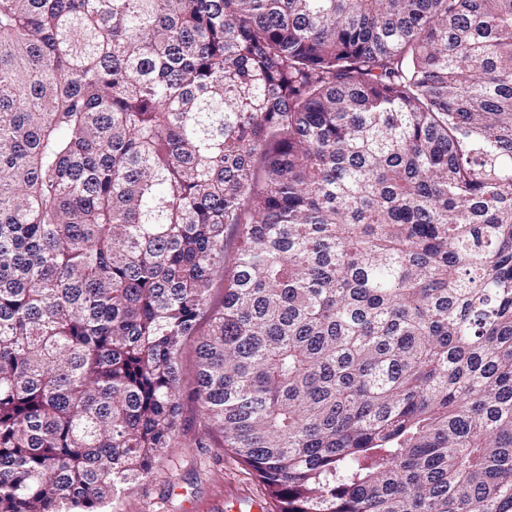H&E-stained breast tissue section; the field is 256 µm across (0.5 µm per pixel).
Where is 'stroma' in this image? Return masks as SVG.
<instances>
[{"instance_id":"obj_1","label":"stroma","mask_w":512,"mask_h":512,"mask_svg":"<svg viewBox=\"0 0 512 512\" xmlns=\"http://www.w3.org/2000/svg\"><path fill=\"white\" fill-rule=\"evenodd\" d=\"M182 391L175 431L155 457L151 475L119 488L103 512H235L236 507L266 503L264 485L210 429L193 393L192 344L179 357Z\"/></svg>"}]
</instances>
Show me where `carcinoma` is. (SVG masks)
Segmentation results:
<instances>
[{
	"label": "carcinoma",
	"mask_w": 512,
	"mask_h": 512,
	"mask_svg": "<svg viewBox=\"0 0 512 512\" xmlns=\"http://www.w3.org/2000/svg\"><path fill=\"white\" fill-rule=\"evenodd\" d=\"M202 316L276 512H512V0H0V512L146 479Z\"/></svg>",
	"instance_id": "cac0c4a2"
}]
</instances>
